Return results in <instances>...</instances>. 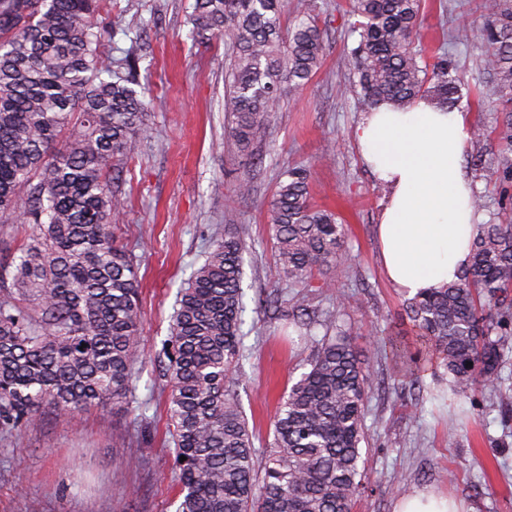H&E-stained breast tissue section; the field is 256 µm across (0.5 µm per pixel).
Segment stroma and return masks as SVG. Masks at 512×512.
Returning a JSON list of instances; mask_svg holds the SVG:
<instances>
[{"instance_id": "stroma-1", "label": "stroma", "mask_w": 512, "mask_h": 512, "mask_svg": "<svg viewBox=\"0 0 512 512\" xmlns=\"http://www.w3.org/2000/svg\"><path fill=\"white\" fill-rule=\"evenodd\" d=\"M326 45L325 60L303 90L283 95L272 136L261 145L254 192L237 193V161L224 148L223 38L193 40L195 0H106L101 12L104 64L118 65L128 50L138 57V78L148 82L146 131L127 159L120 189L126 207L117 245L139 260L142 340L149 361L132 409L95 407L80 413H43L9 439L0 438V512H175L178 480L171 454L167 394L153 366L170 336L179 288L207 255L216 225L245 226V355L234 391L256 445L273 429L278 399L309 368L312 342L335 315L350 334L370 376L361 444L368 484L354 512H394L400 495L431 491L455 500L462 512H512V363L499 389L478 399L436 400L427 390L436 360L421 362L420 387L404 359L385 353L389 336L412 337L405 298L385 278L376 235L385 198L363 164L353 131L363 118L346 89L351 76L339 57L352 44L348 0H313ZM472 0H426L420 54L448 53L472 88L488 89L483 64L452 35ZM122 25L113 28V17ZM303 165L317 204L345 226L348 262L333 271L328 288H298L276 266L269 203L280 169ZM279 290L293 299L286 315L260 310L259 299ZM142 413L145 436L131 430ZM458 415L456 443L448 417ZM454 481H447V471Z\"/></svg>"}]
</instances>
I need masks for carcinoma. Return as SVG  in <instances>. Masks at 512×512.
Here are the masks:
<instances>
[{
  "label": "carcinoma",
  "instance_id": "obj_1",
  "mask_svg": "<svg viewBox=\"0 0 512 512\" xmlns=\"http://www.w3.org/2000/svg\"><path fill=\"white\" fill-rule=\"evenodd\" d=\"M102 0H0V224L26 234L0 264V434L68 412L133 400L147 365L135 257L116 246L123 161L143 132L134 61L104 66ZM424 0H349L357 75L347 93L367 111L419 98L453 111L469 86L447 53L420 60ZM285 25L288 0H195L191 36L230 51L227 150L242 168L270 135L273 105L302 89L325 56L312 5ZM453 40L492 77L500 117L474 128L471 157L485 179L512 185V0H485ZM280 274L310 288L345 260L344 227L311 202L309 173L286 167L270 204ZM206 259L181 290L163 352L180 486L177 512H353L363 485L368 375L335 317L310 369L284 392L264 466L232 394L243 358L242 225L216 228ZM416 341L436 353L437 386L476 394L512 354V219L486 224L458 281L406 301ZM186 457L180 461V457Z\"/></svg>",
  "mask_w": 512,
  "mask_h": 512
}]
</instances>
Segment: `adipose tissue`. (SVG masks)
I'll return each mask as SVG.
<instances>
[{
  "label": "adipose tissue",
  "mask_w": 512,
  "mask_h": 512,
  "mask_svg": "<svg viewBox=\"0 0 512 512\" xmlns=\"http://www.w3.org/2000/svg\"><path fill=\"white\" fill-rule=\"evenodd\" d=\"M466 113L416 100L383 105L355 130L365 165L385 183L377 237L384 273L412 298L455 281L480 235L471 179L462 158L471 137Z\"/></svg>",
  "instance_id": "obj_1"
}]
</instances>
